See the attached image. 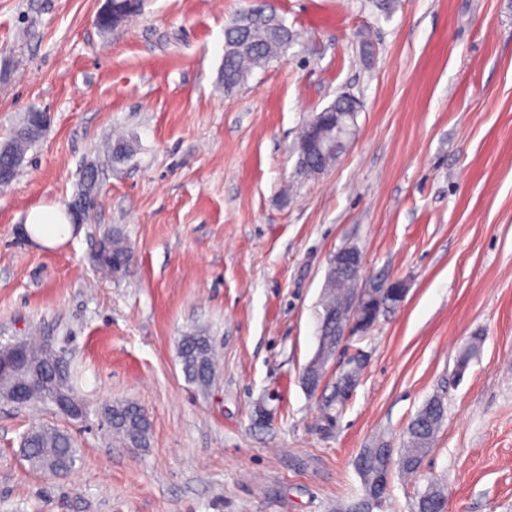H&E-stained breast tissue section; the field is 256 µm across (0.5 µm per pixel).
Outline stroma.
I'll return each instance as SVG.
<instances>
[{"instance_id": "obj_1", "label": "stroma", "mask_w": 512, "mask_h": 512, "mask_svg": "<svg viewBox=\"0 0 512 512\" xmlns=\"http://www.w3.org/2000/svg\"><path fill=\"white\" fill-rule=\"evenodd\" d=\"M269 3L299 42L228 91L224 30L250 0H142L109 31L105 0H0V142L48 116L0 188V343H50L88 410L74 423L0 401V512H338L363 494L358 455L401 448L438 392L433 451L416 474L392 469L372 512H413L431 480L446 512H512V0ZM344 91L362 103L349 148L300 174L302 126ZM117 138L135 143L119 163L104 152ZM90 170L96 200L71 235L35 241L28 211L71 207ZM112 233L132 251L114 276L96 261ZM345 246L363 282L407 293L312 392L302 374ZM199 331L218 355L205 388L178 355ZM118 401L148 416L145 447L113 441L103 411ZM45 424L77 440L70 471L22 457ZM343 263L349 265L354 273V276H356L358 279L360 278V272L362 269V255L357 248L345 247L336 251L331 260L332 271L336 272V269Z\"/></svg>"}]
</instances>
